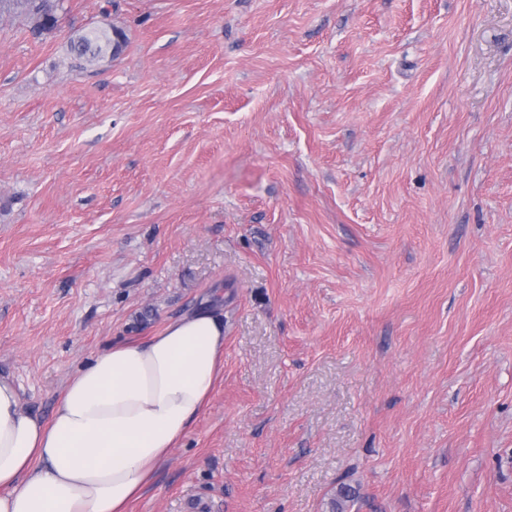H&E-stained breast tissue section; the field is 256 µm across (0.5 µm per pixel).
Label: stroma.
I'll return each instance as SVG.
<instances>
[{
    "label": "stroma",
    "instance_id": "1",
    "mask_svg": "<svg viewBox=\"0 0 512 512\" xmlns=\"http://www.w3.org/2000/svg\"><path fill=\"white\" fill-rule=\"evenodd\" d=\"M103 20L125 48L79 65ZM205 301L224 376L130 512H512V0L0 16L24 408Z\"/></svg>",
    "mask_w": 512,
    "mask_h": 512
}]
</instances>
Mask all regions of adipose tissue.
<instances>
[{"instance_id":"obj_1","label":"adipose tissue","mask_w":512,"mask_h":512,"mask_svg":"<svg viewBox=\"0 0 512 512\" xmlns=\"http://www.w3.org/2000/svg\"><path fill=\"white\" fill-rule=\"evenodd\" d=\"M224 373V316L204 307L117 341L76 371L49 421L0 376V512H126Z\"/></svg>"}]
</instances>
